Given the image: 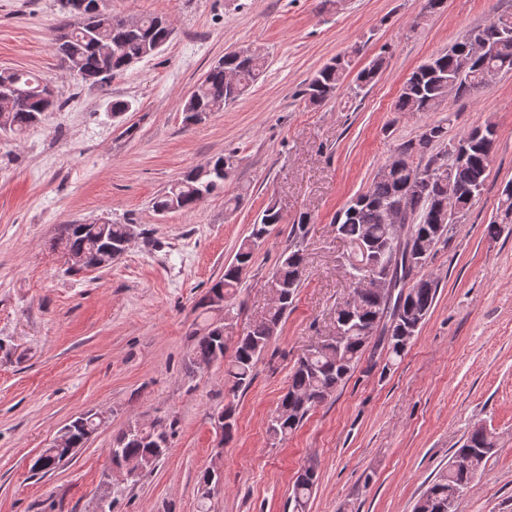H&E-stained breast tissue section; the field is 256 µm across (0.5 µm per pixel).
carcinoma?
Segmentation results:
<instances>
[{
	"mask_svg": "<svg viewBox=\"0 0 512 512\" xmlns=\"http://www.w3.org/2000/svg\"><path fill=\"white\" fill-rule=\"evenodd\" d=\"M95 0H60L64 20L58 24L52 37V48L61 65L81 82L104 87L112 78L122 74L132 62H140L157 54L173 36V28L166 18L146 15L134 19L129 25L122 15L112 14L106 20L94 13ZM475 41L489 44L480 55H462L450 46L448 50L432 56L418 66L403 83L394 104L396 112H434L454 94L463 96L488 86L496 76L512 72V16L501 15L490 24L465 31ZM268 56L258 47L247 53H227L224 59L210 67L194 91L185 100V122L197 124L209 114L239 100L259 75L267 68ZM384 63L378 57L363 68L356 77V88L370 85ZM351 60L339 55L321 68L307 84L302 95L313 105L332 98L343 86L350 70ZM61 103L44 80L23 70L0 72V133L19 137L29 128L42 122L46 113L60 108ZM431 134L420 135L399 145L401 159L388 164V171L376 174L369 189L351 200L335 218L336 235L344 246V265L353 267H384L397 260L389 244L393 230L386 222L387 210L403 204L407 230V243L411 252L428 259L440 239L447 235L453 217L435 209L437 203L448 200V193L457 196L460 215H465L481 197L487 179V170L494 142V127L487 123L464 133L441 154L429 157L425 165L410 164L402 157L424 156L431 146L441 142L445 129L429 126ZM468 150L464 161L454 155L455 144ZM236 158L228 152L213 158L211 168L196 167L154 198L153 209L165 211L177 207L191 211L202 201L224 192L221 168ZM500 221L485 227L489 237L498 235L499 224H512V194L499 198ZM282 217L276 203L271 201L260 219L252 225L235 254L234 261L224 266V273L213 282L208 292L236 293L256 248L272 233ZM310 218L300 216L292 226L290 244L283 251L274 275L280 280L283 294L280 305L268 310L264 316L248 325L235 343L233 353L225 363L224 385L237 393L247 390L255 377L254 370L261 354L274 337L282 319L292 306L303 283L305 265L303 242ZM128 225L109 222L98 224H66L60 230L56 246L61 252H76L94 261L106 246L119 247L125 240ZM423 264L413 262L410 269L400 267L403 298L387 299L378 294H356L351 300L336 305L335 321L341 325L343 342H321L308 350L294 366L288 390L281 399L279 411L267 426L271 440L284 442L303 422L308 412L323 403L347 380L370 345L385 351L384 368L407 350L400 328L417 335L436 298L437 283L430 278L418 277L415 271ZM225 352L226 343L219 328L212 327L197 335L191 354L195 365L206 364L215 352ZM165 433L157 425L143 426L142 435L133 439L121 432L112 447L125 456L138 457L147 472L153 471L160 456L153 452L157 434ZM496 447V441L486 436L481 428L474 429L455 454L470 458L465 469L448 468L440 472L415 505L414 512H448V501L458 500L471 484L484 460ZM69 448H44L39 452L30 470L47 474L69 458ZM315 467L309 466L297 476L293 485L296 508L306 507L316 486Z\"/></svg>",
	"mask_w": 512,
	"mask_h": 512,
	"instance_id": "1",
	"label": "carcinoma"
}]
</instances>
